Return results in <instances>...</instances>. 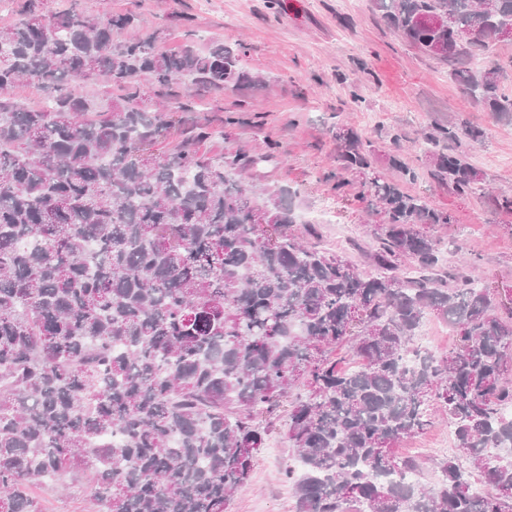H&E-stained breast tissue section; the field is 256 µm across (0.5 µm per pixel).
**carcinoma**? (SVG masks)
<instances>
[{
    "label": "carcinoma",
    "instance_id": "carcinoma-1",
    "mask_svg": "<svg viewBox=\"0 0 512 512\" xmlns=\"http://www.w3.org/2000/svg\"><path fill=\"white\" fill-rule=\"evenodd\" d=\"M71 0L48 13L22 0L0 27V512H42L30 484L86 479L97 512H229L270 426L301 463L288 469L293 512H512V306L494 307L472 273L445 265L435 229L448 212L399 184H366L374 271L304 241L284 190L256 193L243 173L266 161L198 155L199 130L166 153L172 110L137 101L136 82L246 79L222 43L178 52L165 34L118 39L132 14L96 20ZM497 16L478 0H378L404 39L453 66L485 107L507 116L489 55ZM451 12L454 28L432 18ZM37 84L44 104L12 96ZM111 83L104 104L80 87ZM466 122L424 135L431 174L475 190ZM343 168L370 167L351 130L336 133ZM431 311L458 331L442 353L415 348ZM414 361H405L408 353ZM303 385L309 394L289 399ZM448 419L453 453L422 459L399 443Z\"/></svg>",
    "mask_w": 512,
    "mask_h": 512
}]
</instances>
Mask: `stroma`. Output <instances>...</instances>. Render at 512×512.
Here are the masks:
<instances>
[{"label":"stroma","mask_w":512,"mask_h":512,"mask_svg":"<svg viewBox=\"0 0 512 512\" xmlns=\"http://www.w3.org/2000/svg\"><path fill=\"white\" fill-rule=\"evenodd\" d=\"M94 17L133 14L136 31L163 30L165 50L187 41L238 49L247 80L235 88L182 90L197 108L176 113L178 132L159 138L154 150H171L196 129L211 135L200 155L219 159L240 148L271 161L250 169L258 187L288 189L295 213L325 211L333 221L317 227L321 246L346 256L360 270L377 223L361 199V180L337 159L336 131L351 128L372 148V166L385 180L448 211L439 231L476 267L480 282L512 303V211L496 208V195L512 197V119L487 112L454 81L446 63L410 45L384 18L377 0H80ZM234 124H227V117ZM468 122L480 130L466 141L478 190L460 194L430 174L424 135L435 126ZM413 169L405 180L402 167ZM344 193H336L337 179ZM295 452L272 431L258 454L246 491L232 512H293L285 471ZM46 512H91L77 482L68 488L32 486Z\"/></svg>","instance_id":"obj_1"}]
</instances>
